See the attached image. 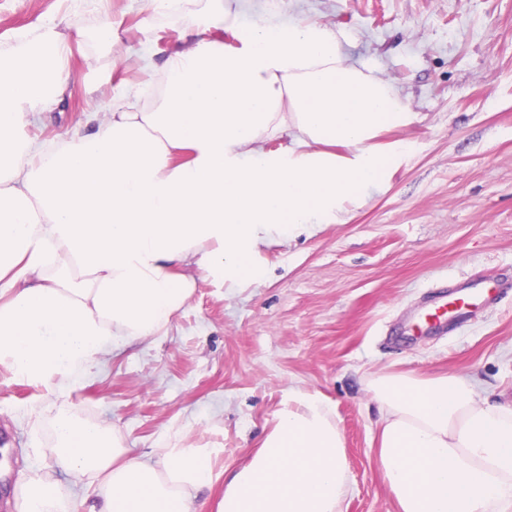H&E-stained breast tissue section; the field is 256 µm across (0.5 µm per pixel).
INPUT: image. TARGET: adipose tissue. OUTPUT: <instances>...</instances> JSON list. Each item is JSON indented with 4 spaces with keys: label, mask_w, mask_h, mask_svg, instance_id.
<instances>
[{
    "label": "adipose tissue",
    "mask_w": 512,
    "mask_h": 512,
    "mask_svg": "<svg viewBox=\"0 0 512 512\" xmlns=\"http://www.w3.org/2000/svg\"><path fill=\"white\" fill-rule=\"evenodd\" d=\"M344 32L254 21L241 47L201 38L100 105L96 131L46 148L24 136L69 78L51 33L30 59L0 57V365L60 388L118 343L161 335L191 297L196 266L239 286L259 246L339 223L382 183L374 143L410 121ZM288 137L279 153L265 144ZM378 462L399 512H512V400L464 375H380ZM261 447L224 484L217 512H342L351 478L330 402L292 391ZM57 467L101 480L99 512H198L210 454L158 463L114 431L52 421ZM16 512H77L51 480H23Z\"/></svg>",
    "instance_id": "1"
}]
</instances>
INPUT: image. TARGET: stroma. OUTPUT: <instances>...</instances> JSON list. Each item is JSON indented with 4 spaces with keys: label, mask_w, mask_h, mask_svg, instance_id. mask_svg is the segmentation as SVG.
<instances>
[{
    "label": "stroma",
    "mask_w": 512,
    "mask_h": 512,
    "mask_svg": "<svg viewBox=\"0 0 512 512\" xmlns=\"http://www.w3.org/2000/svg\"><path fill=\"white\" fill-rule=\"evenodd\" d=\"M222 9L236 13L235 28L215 26ZM260 17L349 32L350 62L381 71L409 105L411 122L376 138L405 152L345 223L262 246L239 287L198 277L163 335L121 344L68 388L14 381L0 367V512H14L23 476L58 482L80 512L96 504V478L73 483L53 463L57 412L110 426L148 459L190 443L231 470L293 389L334 407L351 475L344 512H398L377 464L369 379L457 372L491 400L512 397V0H182L159 10L147 0H0V53L24 55L33 34L59 33L66 90L26 129L57 144L89 133L99 102L144 82V62L161 68L202 37L238 47ZM477 282L491 295L467 321L401 338L438 296Z\"/></svg>",
    "instance_id": "stroma-1"
}]
</instances>
